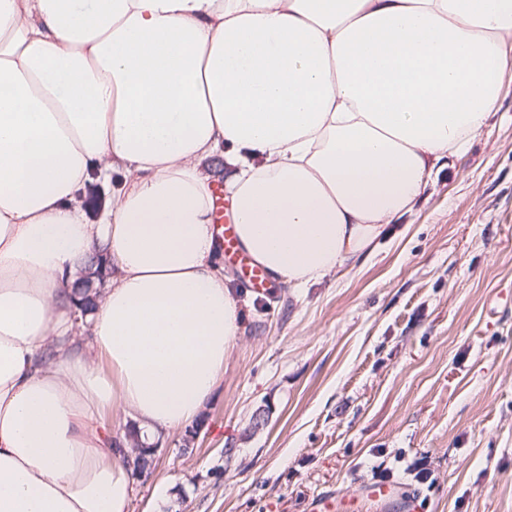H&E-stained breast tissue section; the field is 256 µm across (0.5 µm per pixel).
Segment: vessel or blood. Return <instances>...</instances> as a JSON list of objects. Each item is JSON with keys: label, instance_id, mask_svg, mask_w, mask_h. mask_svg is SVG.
<instances>
[{"label": "vessel or blood", "instance_id": "1", "mask_svg": "<svg viewBox=\"0 0 512 512\" xmlns=\"http://www.w3.org/2000/svg\"><path fill=\"white\" fill-rule=\"evenodd\" d=\"M212 205L213 225L218 232L219 247L225 261L238 266L242 279L255 293L266 295L271 278L262 266L242 250L234 225L226 222L222 186L213 187ZM369 500L387 507L389 512H421L422 509L419 497L399 491L396 484L377 482L370 484L368 496L364 499L347 494L313 499L310 512H363Z\"/></svg>", "mask_w": 512, "mask_h": 512}]
</instances>
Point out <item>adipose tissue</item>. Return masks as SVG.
<instances>
[{
	"label": "adipose tissue",
	"mask_w": 512,
	"mask_h": 512,
	"mask_svg": "<svg viewBox=\"0 0 512 512\" xmlns=\"http://www.w3.org/2000/svg\"><path fill=\"white\" fill-rule=\"evenodd\" d=\"M511 68L512 0H0V512H130L104 415L149 444L213 396L239 313L204 160L302 288L372 252ZM93 255L115 272L84 315Z\"/></svg>",
	"instance_id": "1"
}]
</instances>
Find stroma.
Segmentation results:
<instances>
[{
	"instance_id": "35a3bbf8",
	"label": "stroma",
	"mask_w": 512,
	"mask_h": 512,
	"mask_svg": "<svg viewBox=\"0 0 512 512\" xmlns=\"http://www.w3.org/2000/svg\"><path fill=\"white\" fill-rule=\"evenodd\" d=\"M429 165L370 258L261 298L225 265L241 334L131 512L163 490L173 512H310L384 471L424 512H512V69L484 132Z\"/></svg>"
}]
</instances>
